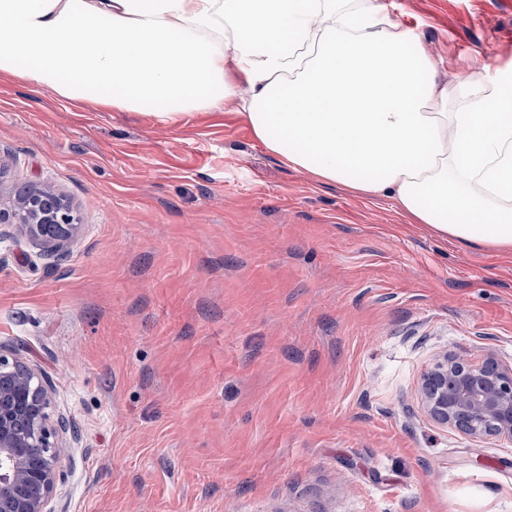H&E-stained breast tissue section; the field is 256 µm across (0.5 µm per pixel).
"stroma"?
Masks as SVG:
<instances>
[{
	"label": "stroma",
	"instance_id": "1",
	"mask_svg": "<svg viewBox=\"0 0 512 512\" xmlns=\"http://www.w3.org/2000/svg\"><path fill=\"white\" fill-rule=\"evenodd\" d=\"M448 80L512 64V0H399ZM0 353L66 423L53 512H512V444L434 422V360L512 367V255L289 168L236 103L163 120L0 73ZM0 163V223L14 224L16 230L47 250L58 251L73 239L79 220L67 199L47 186H30L23 191L4 194Z\"/></svg>",
	"mask_w": 512,
	"mask_h": 512
}]
</instances>
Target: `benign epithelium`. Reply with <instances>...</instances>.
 <instances>
[{"label":"benign epithelium","mask_w":512,"mask_h":512,"mask_svg":"<svg viewBox=\"0 0 512 512\" xmlns=\"http://www.w3.org/2000/svg\"><path fill=\"white\" fill-rule=\"evenodd\" d=\"M0 223L57 251L73 239L79 220L67 199L47 186L4 193ZM419 395L427 415L473 437L512 442V368L487 359L469 363L446 354L425 371ZM62 420H53L52 396L35 368L0 353V512H52L63 474Z\"/></svg>","instance_id":"1"}]
</instances>
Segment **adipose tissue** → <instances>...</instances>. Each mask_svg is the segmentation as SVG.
I'll return each instance as SVG.
<instances>
[{"instance_id":"obj_1","label":"adipose tissue","mask_w":512,"mask_h":512,"mask_svg":"<svg viewBox=\"0 0 512 512\" xmlns=\"http://www.w3.org/2000/svg\"><path fill=\"white\" fill-rule=\"evenodd\" d=\"M439 70L380 0H0V73L166 119L237 103L295 171L512 253V66Z\"/></svg>"}]
</instances>
